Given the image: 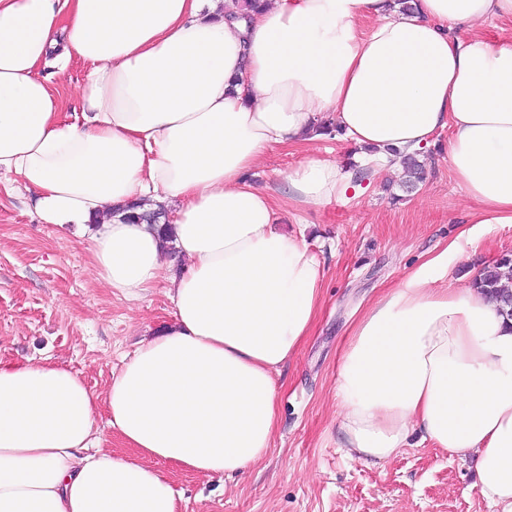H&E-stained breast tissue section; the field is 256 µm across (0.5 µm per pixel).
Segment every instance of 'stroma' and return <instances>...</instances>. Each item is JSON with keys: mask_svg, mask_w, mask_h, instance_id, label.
I'll return each instance as SVG.
<instances>
[{"mask_svg": "<svg viewBox=\"0 0 512 512\" xmlns=\"http://www.w3.org/2000/svg\"><path fill=\"white\" fill-rule=\"evenodd\" d=\"M90 68L79 60L49 80L63 117L80 111L79 88ZM448 131L424 147L425 179L405 191L397 177L369 173L344 203L289 209L285 231L306 220L305 238L323 271V305L298 354L275 374L278 431L266 459L232 480L176 471L180 512H489L477 488L474 458L458 459L410 435L389 460L350 457L338 429L336 375L341 351L362 309L440 252L448 254V285L472 277L471 259L491 264L512 251V224H472L476 204L448 163ZM351 146L320 137L269 150L248 174L284 191L285 176L306 158L350 160ZM84 226L42 223L32 193L15 175H0V361L50 359L105 391L141 340L173 321L164 285L130 301L93 273Z\"/></svg>", "mask_w": 512, "mask_h": 512, "instance_id": "obj_1", "label": "stroma"}]
</instances>
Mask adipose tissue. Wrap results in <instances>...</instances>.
<instances>
[{"instance_id": "ef3b65f1", "label": "adipose tissue", "mask_w": 512, "mask_h": 512, "mask_svg": "<svg viewBox=\"0 0 512 512\" xmlns=\"http://www.w3.org/2000/svg\"><path fill=\"white\" fill-rule=\"evenodd\" d=\"M512 0H0V174L43 223L87 224L99 280L126 299L167 282L174 324L143 341L105 392L50 361L0 362V512H178L169 470L234 478L274 444V374L321 303L322 268L283 205L358 190L350 164L312 157L276 201L248 173L328 124L359 164L399 175L448 131L479 224L512 223V41L480 25ZM464 26L468 37L453 35ZM79 59L81 114L59 113L40 67ZM171 210L174 271L156 225ZM440 253L367 305L336 379L344 446L364 462L411 432L475 455L490 512H512V317L478 285L450 289ZM106 422H99V412ZM131 448L114 455L104 430Z\"/></svg>"}]
</instances>
